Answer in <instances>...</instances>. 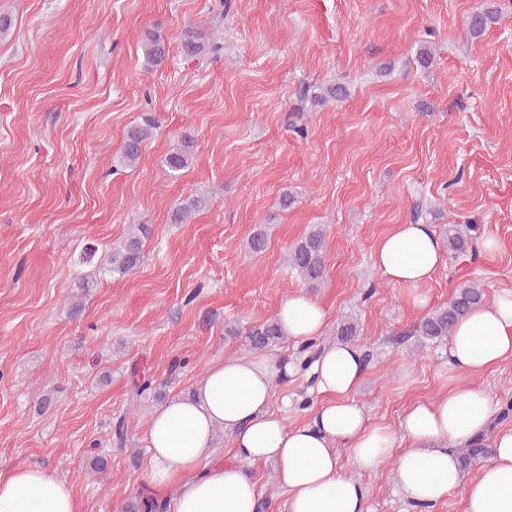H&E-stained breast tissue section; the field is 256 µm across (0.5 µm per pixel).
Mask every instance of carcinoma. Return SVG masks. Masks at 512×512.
<instances>
[{
    "label": "carcinoma",
    "mask_w": 512,
    "mask_h": 512,
    "mask_svg": "<svg viewBox=\"0 0 512 512\" xmlns=\"http://www.w3.org/2000/svg\"><path fill=\"white\" fill-rule=\"evenodd\" d=\"M498 8L488 3L480 10L472 13L468 19V31L473 38L480 37L488 27L497 23ZM144 64L157 67L165 59L166 45L164 40L155 34L146 36L142 45ZM181 49L188 57H197L205 53V42L191 30L182 34ZM347 95L341 86H330L316 93L311 88L304 89V98L322 102L330 97L340 100ZM159 123L152 115H143L141 120L131 126L127 133L122 152V163L126 167H136L139 163L143 148L154 138ZM194 160V140L183 135L180 147L176 148L165 158L169 171L177 173L190 167ZM207 201L193 198L179 206L173 214V221L181 224L195 210L204 208ZM146 229L135 227L125 239L112 245V252L103 263V271L114 278H123L136 270L143 261V238ZM468 245V236L462 224L448 225V239L445 241L448 255L463 252ZM288 268L296 272L300 279L310 288L318 286L326 270L325 231L319 226L311 228L303 237L294 243L287 256ZM485 304V294L474 284H464L458 287L454 297L446 306L434 309L416 324L412 335L418 337L420 346L425 347L448 339L456 322L472 309ZM284 333L277 320L273 319L250 328L247 332L249 346L253 350H265L274 345ZM336 336L342 342H352L359 336L357 323L346 320L337 327ZM321 344L309 342L303 344L293 359L295 368L307 370L320 354ZM152 380L143 377L138 371L131 372L132 401H137L144 393L151 390ZM491 451L488 439L482 437L464 448L459 449L460 465L466 469L478 460L486 457ZM169 501L152 497L143 492L127 501L125 512H168Z\"/></svg>",
    "instance_id": "cac0c4a2"
}]
</instances>
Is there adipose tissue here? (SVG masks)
<instances>
[{"label":"adipose tissue","instance_id":"obj_1","mask_svg":"<svg viewBox=\"0 0 512 512\" xmlns=\"http://www.w3.org/2000/svg\"><path fill=\"white\" fill-rule=\"evenodd\" d=\"M446 261L441 240L426 224H398L373 253V266L395 284L418 286ZM277 319L296 343L322 336L326 312L303 292L284 297ZM448 367L464 380L404 415L399 431L370 424L354 394L365 372L356 345L324 344L313 365L315 390L324 401L312 422L290 426L272 410V385L281 363L265 355L212 364L186 397L156 409L146 424L151 492L175 489L173 512H258L259 489L250 470L272 462L288 493V512H368L356 472L393 463L395 480L412 508L430 507L457 489L465 512H512V428L492 430L494 405L475 380L512 358V291L476 308L455 325L446 342ZM232 441L231 459L216 447L217 433ZM492 455L463 481L456 447L482 435ZM407 447L397 451L395 443ZM356 469L345 472L341 455ZM0 512H77L74 490L48 468L0 473Z\"/></svg>","mask_w":512,"mask_h":512}]
</instances>
